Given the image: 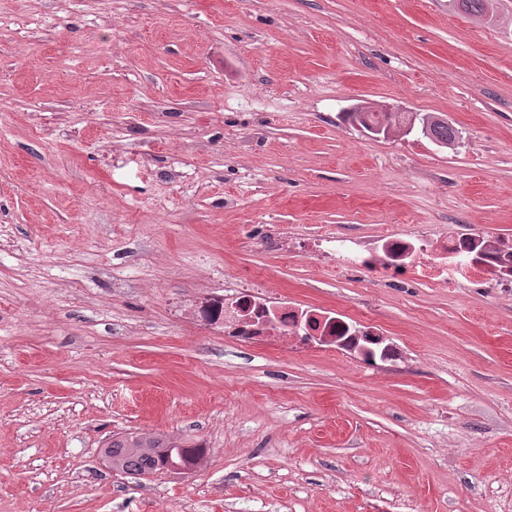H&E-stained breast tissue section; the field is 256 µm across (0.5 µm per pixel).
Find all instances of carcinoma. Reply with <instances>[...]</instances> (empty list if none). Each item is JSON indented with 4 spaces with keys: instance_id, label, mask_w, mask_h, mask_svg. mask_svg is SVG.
<instances>
[{
    "instance_id": "obj_1",
    "label": "carcinoma",
    "mask_w": 512,
    "mask_h": 512,
    "mask_svg": "<svg viewBox=\"0 0 512 512\" xmlns=\"http://www.w3.org/2000/svg\"><path fill=\"white\" fill-rule=\"evenodd\" d=\"M410 113L347 112L345 119L365 126L370 122L384 129L402 127ZM432 120L431 140L448 147L456 141L457 130L448 121L428 115ZM206 453L201 444H190L160 434L127 433L107 442L104 454L112 464V469L134 477L154 474L161 470L172 471L179 467L198 464Z\"/></svg>"
}]
</instances>
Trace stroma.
Returning <instances> with one entry per match:
<instances>
[{"mask_svg":"<svg viewBox=\"0 0 512 512\" xmlns=\"http://www.w3.org/2000/svg\"><path fill=\"white\" fill-rule=\"evenodd\" d=\"M284 231L512 239V0H0V512H512V295ZM244 271L404 362L225 340L192 310ZM128 432L206 461L131 478ZM375 112H345V119L352 123H358L362 128L366 129L365 122L381 126L383 129H389L390 127H402L405 126L407 118L412 116V113L407 112L402 107L389 105L382 108L380 111ZM385 112H406L401 113H385ZM411 114V115H410ZM367 130V129H366ZM391 128L385 133V137H388L392 133H389ZM422 121L421 133L428 132L429 120H433L430 126L431 140L443 144L444 147L452 146L456 141L457 133H459L453 126L448 125V121L435 116L433 114L425 115ZM428 117V118H427Z\"/></svg>","mask_w":512,"mask_h":512,"instance_id":"35a3bbf8","label":"stroma"}]
</instances>
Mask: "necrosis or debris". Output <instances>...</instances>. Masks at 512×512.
<instances>
[{
	"instance_id": "necrosis-or-debris-1",
	"label": "necrosis or debris",
	"mask_w": 512,
	"mask_h": 512,
	"mask_svg": "<svg viewBox=\"0 0 512 512\" xmlns=\"http://www.w3.org/2000/svg\"><path fill=\"white\" fill-rule=\"evenodd\" d=\"M460 239L446 237L432 242H413L387 235L381 250L364 254L346 248L344 260L365 268L374 278L405 277L449 283L458 270L448 266L449 252L459 249ZM197 312L214 324H222L224 337L232 342L275 345L287 342L297 349L319 346L359 357L363 362H401L403 353L385 342L382 333L325 310L288 304L266 294L260 276L242 281L235 293L202 302Z\"/></svg>"
}]
</instances>
